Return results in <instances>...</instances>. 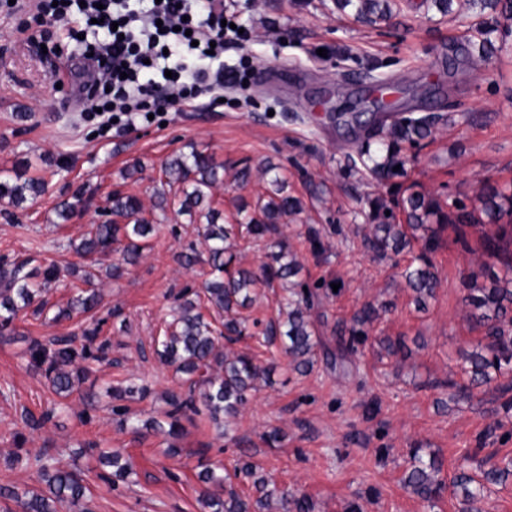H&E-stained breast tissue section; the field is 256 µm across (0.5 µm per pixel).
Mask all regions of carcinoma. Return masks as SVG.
Instances as JSON below:
<instances>
[{"mask_svg":"<svg viewBox=\"0 0 512 512\" xmlns=\"http://www.w3.org/2000/svg\"><path fill=\"white\" fill-rule=\"evenodd\" d=\"M466 2L479 9V14L488 16L478 29L479 45L487 54L492 47V35L509 34V27L501 25L500 18L512 19V0ZM337 3L343 9H355L359 17L372 22L386 17L389 8L386 0H337ZM351 124L361 130L355 137L360 163L379 185L388 188L385 195L369 194L361 199V212L368 230L364 235L365 245L387 258L418 250L415 262L405 266L400 276L412 291L417 309L424 310L427 300L435 297L439 285L432 254L439 247L442 231L450 224H472L479 219L457 201L447 208L439 199L416 190L413 184L404 188L400 183H392L395 178L407 176L408 167L417 159L411 149L420 147L421 141L432 134L433 121L428 117L398 114L387 124L382 118L368 122L362 120V115L355 114ZM397 165L400 170L395 172L393 168ZM162 172L166 182L182 184L177 214L204 211L206 224L199 235L206 245V259H201L196 249L190 246L178 252L176 260L185 267L202 260L209 265L210 277L205 280L202 290L209 307L224 312L223 329L213 326L198 301L186 298L173 308L172 321L158 342L157 354L185 376L188 394L184 398L175 393L169 396V411L166 412L169 428L155 420L142 424L139 419L128 416L127 408L121 405V401L134 393H145L144 386L130 383L112 387L111 412L124 418V422L135 430L143 425L175 436L181 418L203 409L210 422L219 429V435L226 437L229 429L223 419L235 416L247 402L261 368L250 354L223 351L218 342L221 338L233 342L246 335L248 317L241 312L253 307L260 289L272 288L276 283L290 284L283 310L279 311L277 319L267 323L263 339L268 345L279 343L288 356L289 366L300 373L313 366L320 352L326 363L335 364L344 361L358 346L366 345L373 324L387 312V308L383 304L366 302L337 333L336 349H330L317 336L308 311L315 297L321 294L328 297L333 294V289L325 282L311 284L298 279L302 265L288 245L279 239L281 220L301 213L303 203L285 191V181L276 172V166L268 163L264 167V174L270 176L274 191L260 208V215L247 212L246 206L242 205L233 224L217 223L219 212L212 207V197L214 188L223 182L224 165L216 163L211 155L193 147L188 154L171 157ZM45 188V182L39 177L23 181L19 174L0 175V199L7 198L17 205L29 196L41 195ZM477 200L480 213L493 227L486 235V250L493 253L508 251L512 246V224H504L502 220L506 216L512 219V195L486 183ZM108 203L111 213L123 218L125 223L107 221L93 225L74 249L86 257L108 251L114 244L122 245L119 264L108 271V275L118 277L121 275L120 264L138 260L156 233L157 225L143 216V204L134 193L114 191L108 197ZM244 233L255 241L278 238L275 242L278 251L267 254L268 261L257 272L239 265L235 240ZM58 277L59 268L53 263L35 267L23 275L18 269L1 267L0 330L28 309L37 317L46 315L47 302L37 304L35 300ZM481 277L489 278L490 286L478 284ZM466 287V317L484 328V341L473 351L461 353L462 381H444L439 386L454 390L456 396L471 397L478 388L501 377H512V258L506 257L498 273H488L484 267L471 272ZM99 302L95 290L79 288L66 307L57 309L51 321L71 320L76 315L89 313ZM99 332L97 324L84 329V343L80 345L71 336L53 337L45 343L35 340L28 348L29 364L44 375L59 397L67 399L76 390V384L89 373L87 361H100L107 356L109 343L98 341ZM98 460L101 465L112 468L115 480L123 481L133 473L131 458L120 449L101 451ZM36 462L46 489L20 493L0 486L1 499L19 503L23 512H60L65 506L75 507L90 499L89 489L76 471L57 466L49 456H38ZM241 472L251 479L256 499L242 497L231 488L223 489L226 476L210 467L199 471L198 480L205 486L202 503L207 512H259L261 509L266 512L269 509L275 491L268 488V479L251 463L244 464ZM439 472L440 467L434 459L425 461L415 453L403 480L404 487L424 501L441 496L449 488L453 497L461 498V503L466 505L462 512H473L470 504L483 498L488 487L503 485L512 478L509 465L481 468L477 474L462 465L448 483L438 478Z\"/></svg>","mask_w":512,"mask_h":512,"instance_id":"cac0c4a2","label":"carcinoma"}]
</instances>
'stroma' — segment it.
Wrapping results in <instances>:
<instances>
[{
	"instance_id": "35a3bbf8",
	"label": "stroma",
	"mask_w": 512,
	"mask_h": 512,
	"mask_svg": "<svg viewBox=\"0 0 512 512\" xmlns=\"http://www.w3.org/2000/svg\"><path fill=\"white\" fill-rule=\"evenodd\" d=\"M389 19L368 23L339 12L334 0H223L225 15L249 37L224 46V70L236 73L224 86V102L203 95L169 108L149 123L98 132L85 120L72 70L87 22L46 23L24 12L0 8V171L42 177L45 194L15 205L0 201V266L35 257L63 268L49 286V305H66L74 294L66 268L82 265L72 244L89 225L110 220L107 197L132 192L159 232L135 264L95 288L98 307L83 317L53 324L19 315L0 331V486L38 489L41 476L32 459L43 453L58 466L80 471L92 496V512H202L198 472L206 466L234 471L243 460L260 467L278 490L305 495L315 512H459V500L443 493L420 501L402 484L412 449L437 455L440 476L451 479L458 463L512 459V410L494 387L473 399L452 400L446 380L459 377V353L481 340L480 328L465 317V281L477 264L500 270V259L483 248L482 225H467L458 242L455 226L442 234L433 261L440 278L426 311H417L411 292L390 261L375 256L363 241L359 199L373 192L366 172L350 170L356 159L353 137L337 127L336 113L368 112L375 96L371 75L394 85L387 112H411L435 121V134L418 149L408 174L441 200L477 207V194L490 183L512 191V37L496 42L482 68H448V45L463 52L474 11L441 14L431 0H394ZM198 148L224 166L214 205L232 218L239 204L255 207L267 199L265 163L276 165L291 195L303 202L300 214L285 218L281 231L303 265V279L338 284L335 296L316 302L311 317L323 342L334 346L335 328L365 302L390 303L374 326L378 336L402 339L406 358L379 363L372 347L358 349L341 367L317 361L306 374L293 371L283 355L272 354L261 336L245 337L234 351L252 354L269 368L236 418L233 441L216 437L203 417L182 419L178 455L151 430L133 433L107 407L106 389L137 377L150 392L129 400L141 419L163 416L167 397L183 391L172 366L160 361L156 339L183 292H196L207 277L200 264L185 269L176 255L198 243L203 217L176 215L155 206L161 168L177 153ZM249 168L241 183L236 174ZM81 194L68 223L55 205ZM325 232L329 250L314 260L310 229ZM102 321L109 358L92 365L89 378L68 399L28 364L31 340L80 334ZM52 411L38 429L26 415ZM279 429L282 442L268 447L262 436ZM123 449L135 475L112 486L111 470L85 454L88 445Z\"/></svg>"
}]
</instances>
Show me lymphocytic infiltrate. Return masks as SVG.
<instances>
[{
	"mask_svg": "<svg viewBox=\"0 0 512 512\" xmlns=\"http://www.w3.org/2000/svg\"><path fill=\"white\" fill-rule=\"evenodd\" d=\"M126 0H15L17 8L35 10L40 16L57 20L70 8H78L87 19H97L104 32L88 44L76 65L78 91L89 102L108 98L109 105L99 113V128L109 132L113 125L128 126L158 112L165 105L187 97L185 86L170 82L156 86L146 78L148 64L164 58L162 36L176 35L178 40L197 41L199 59L223 54L227 30L222 25L224 11L218 0H210L200 22L189 21L191 0H160L149 14L140 16L125 11Z\"/></svg>",
	"mask_w": 512,
	"mask_h": 512,
	"instance_id": "lymphocytic-infiltrate-1",
	"label": "lymphocytic infiltrate"
}]
</instances>
